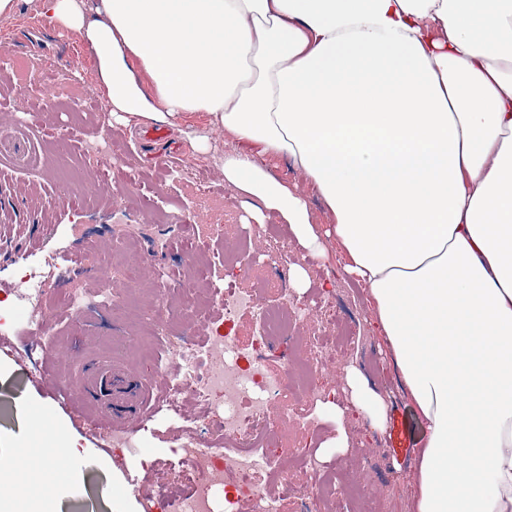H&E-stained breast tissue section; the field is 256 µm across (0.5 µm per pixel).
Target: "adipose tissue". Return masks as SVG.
Listing matches in <instances>:
<instances>
[{
	"label": "adipose tissue",
	"instance_id": "ef3b65f1",
	"mask_svg": "<svg viewBox=\"0 0 512 512\" xmlns=\"http://www.w3.org/2000/svg\"><path fill=\"white\" fill-rule=\"evenodd\" d=\"M84 43L113 121L207 113L224 180L326 249L290 159L425 424L415 512H512V0H37ZM352 406L384 430L355 367ZM65 446L0 458V512H55ZM268 165L270 171L276 178L282 182L288 183L290 187L296 186L298 191L306 197L312 224L322 229L334 223L332 214L317 195L312 185L309 184L302 172L295 168L291 162L275 158L269 160Z\"/></svg>",
	"mask_w": 512,
	"mask_h": 512
}]
</instances>
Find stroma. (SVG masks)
I'll use <instances>...</instances> for the list:
<instances>
[{
  "label": "stroma",
  "instance_id": "obj_1",
  "mask_svg": "<svg viewBox=\"0 0 512 512\" xmlns=\"http://www.w3.org/2000/svg\"><path fill=\"white\" fill-rule=\"evenodd\" d=\"M10 48L27 57L33 69L48 58L64 59L70 65L68 82L80 86L88 97L103 100L83 44L41 16L30 0L11 17L0 18V50ZM58 86V78L49 75L18 91L0 86V111L16 115L10 128L0 130V304L14 308V331L0 340V393L10 406L9 413L0 416V449L7 451L25 442L75 445L77 456L64 465L65 487L52 490L59 512H144L147 500L154 502L155 512H173L168 501L171 489H191L190 484L172 482L188 466L177 449L181 420L151 415L147 430L136 436L135 448H110L104 440L111 425L107 408L80 391L69 399L58 397L57 381H74L77 363L98 358L127 366L142 379L165 384L149 336H142L137 352L127 353V326L118 314L131 303L142 313L175 321L181 335H202L199 320L190 314L191 300L182 292L168 297L160 294L152 278L155 268L165 266L180 278L183 288L189 287V257L179 224L156 221L135 184L119 181L110 190H101L91 175L92 158L69 154L25 115L27 98L50 97ZM186 123L195 135L208 139L209 154L195 153L189 142L180 139L150 147L137 136L124 139L122 154L143 171L155 198L170 211H192L199 236L211 243L210 259L220 269L229 245L213 237V226L250 222L242 198L225 183L219 165L233 142L223 128L211 124L206 113H194ZM268 165L276 178L305 196L317 228L333 223L332 214L301 171L279 158L269 160ZM190 172L213 187L208 204L196 205L193 186L186 178ZM259 245L265 263L279 262L285 247L291 264L305 269L308 286L299 292V299H315L321 287L335 296L336 315L351 330L348 361L368 376L387 406L382 432L355 414L340 425L322 407L297 406L292 411L300 423L297 443L327 453L336 465L337 486L369 480L377 495L391 501L393 512H413L412 475L416 450L424 442V423L400 383L387 345L374 329L365 291L351 292L353 280L344 272L336 246H329L327 259L316 260L292 237L283 245L265 239ZM72 253L84 256L83 265L68 262ZM51 256L58 267L44 286L43 312L34 324L16 300L28 288L26 267ZM103 288L114 291V307L96 302ZM63 294L91 299L81 323L56 311V300ZM33 335L41 336L43 343L32 350L28 341ZM374 357L387 366L386 378L372 375L369 361ZM402 418L412 426L405 448L396 438ZM341 430L351 447L342 455L330 446ZM130 465L141 472L135 489L123 481L122 472Z\"/></svg>",
  "mask_w": 512,
  "mask_h": 512
}]
</instances>
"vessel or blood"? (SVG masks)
I'll return each instance as SVG.
<instances>
[{"label": "vessel or blood", "mask_w": 512, "mask_h": 512, "mask_svg": "<svg viewBox=\"0 0 512 512\" xmlns=\"http://www.w3.org/2000/svg\"><path fill=\"white\" fill-rule=\"evenodd\" d=\"M80 384L109 408L113 425L133 432L142 427L145 408L154 398L151 382L111 363L89 360L81 367Z\"/></svg>", "instance_id": "b4317fda"}]
</instances>
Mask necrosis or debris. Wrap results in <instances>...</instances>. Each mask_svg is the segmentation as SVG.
Returning <instances> with one entry per match:
<instances>
[{"mask_svg": "<svg viewBox=\"0 0 512 512\" xmlns=\"http://www.w3.org/2000/svg\"><path fill=\"white\" fill-rule=\"evenodd\" d=\"M255 261L243 262L229 255L221 270L201 266L198 275L208 281L206 305L224 321L225 330L214 329L199 340H176L168 322H159L153 336L164 357L160 366L174 363L178 376L164 391L161 407L181 413L185 394H193L201 407L199 416H187L180 446L189 456L188 480L193 491L175 494L177 512H214L216 495L233 488L237 501L247 502L249 512H279L278 498L270 489L255 484L254 466L270 457L303 459L306 489L312 503L299 512H334L336 486L322 459L308 456L306 449L292 447L287 425L269 419L272 404L296 396L310 403H323L330 395L320 381L323 367L343 363L347 355L344 340L324 344L313 337L315 356H306L299 326L325 319L328 301H299L292 305L269 304L261 291L239 287L242 276L253 270ZM252 311L261 332L248 350H241L228 327L244 311ZM284 359L282 376L270 377L263 366L273 355ZM206 419L209 441L198 433L199 419Z\"/></svg>", "mask_w": 512, "mask_h": 512, "instance_id": "obj_1", "label": "necrosis or debris"}]
</instances>
